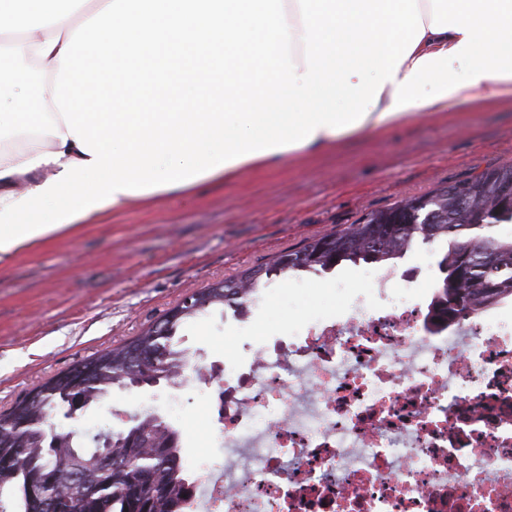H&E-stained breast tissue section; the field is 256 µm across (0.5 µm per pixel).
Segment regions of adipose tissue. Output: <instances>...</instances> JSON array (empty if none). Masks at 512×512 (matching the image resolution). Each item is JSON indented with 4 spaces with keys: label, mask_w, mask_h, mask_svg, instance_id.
Instances as JSON below:
<instances>
[{
    "label": "adipose tissue",
    "mask_w": 512,
    "mask_h": 512,
    "mask_svg": "<svg viewBox=\"0 0 512 512\" xmlns=\"http://www.w3.org/2000/svg\"><path fill=\"white\" fill-rule=\"evenodd\" d=\"M110 0H0V208L23 192L59 174L63 164L83 161L74 137L69 136L52 96L60 50L82 22L107 7ZM37 63L46 70L35 112H16L5 99L27 100L28 81L9 77L11 64ZM393 83H385L376 107L355 128L334 133L319 128L303 147L253 157L212 173V180L232 182L243 173L274 169L291 159L312 158L340 147L357 135H379L417 119L422 112L461 111L477 103H512V78H484L457 89L426 107L391 112Z\"/></svg>",
    "instance_id": "adipose-tissue-1"
}]
</instances>
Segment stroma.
Segmentation results:
<instances>
[{"label": "stroma", "mask_w": 512, "mask_h": 512, "mask_svg": "<svg viewBox=\"0 0 512 512\" xmlns=\"http://www.w3.org/2000/svg\"><path fill=\"white\" fill-rule=\"evenodd\" d=\"M512 164V105L431 116L381 135H366L315 159L210 182L191 195L105 214L58 234L0 266V413L57 372L136 336L193 291L235 277L306 239L438 186ZM347 283L335 293L330 278ZM370 287L363 265L332 276L303 273L267 284L258 323L284 336L314 313L335 315L353 292ZM183 346L208 363L250 359L261 339L226 324L223 312L187 324ZM175 409H165L168 398ZM163 406L182 433L184 454L221 446L212 434L205 392L185 382L113 390L77 424L115 426L140 403ZM59 419L70 428L76 424Z\"/></svg>", "instance_id": "35a3bbf8"}]
</instances>
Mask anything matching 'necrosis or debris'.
I'll return each mask as SVG.
<instances>
[{
	"mask_svg": "<svg viewBox=\"0 0 512 512\" xmlns=\"http://www.w3.org/2000/svg\"><path fill=\"white\" fill-rule=\"evenodd\" d=\"M345 313L191 364L221 453L184 512H512V300L433 331V287L377 268Z\"/></svg>",
	"mask_w": 512,
	"mask_h": 512,
	"instance_id": "4bbe7bcc",
	"label": "necrosis or debris"
}]
</instances>
